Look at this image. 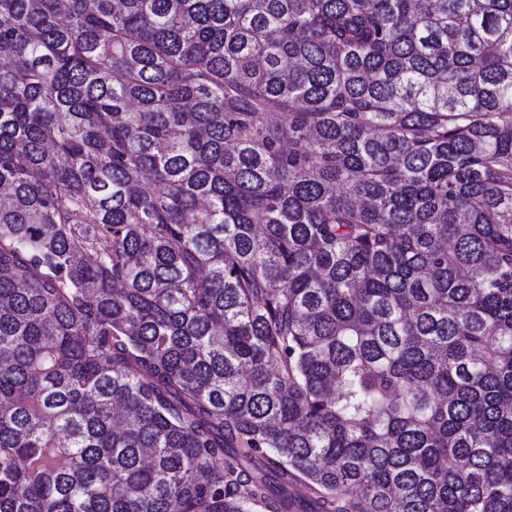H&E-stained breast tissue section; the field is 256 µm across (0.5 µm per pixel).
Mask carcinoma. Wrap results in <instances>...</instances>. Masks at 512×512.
I'll return each mask as SVG.
<instances>
[{"mask_svg": "<svg viewBox=\"0 0 512 512\" xmlns=\"http://www.w3.org/2000/svg\"><path fill=\"white\" fill-rule=\"evenodd\" d=\"M0 52V512H512V0H0Z\"/></svg>", "mask_w": 512, "mask_h": 512, "instance_id": "obj_1", "label": "carcinoma"}]
</instances>
